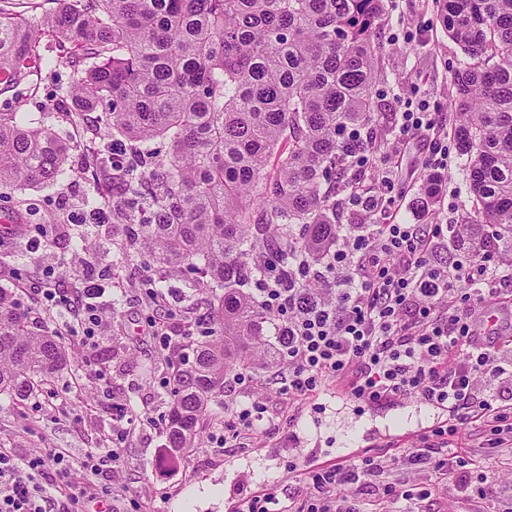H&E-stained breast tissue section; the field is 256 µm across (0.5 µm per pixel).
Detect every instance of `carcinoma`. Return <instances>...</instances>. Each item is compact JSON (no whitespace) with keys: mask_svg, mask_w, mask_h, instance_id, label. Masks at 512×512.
Instances as JSON below:
<instances>
[{"mask_svg":"<svg viewBox=\"0 0 512 512\" xmlns=\"http://www.w3.org/2000/svg\"><path fill=\"white\" fill-rule=\"evenodd\" d=\"M0 0V92L73 71V112L107 103L103 130L133 143L123 161L121 254L148 258L157 288L182 270L211 296L192 359L170 370L167 448L202 445L200 421L224 378L274 363L288 343L260 303L269 277L311 288L336 224L362 188L384 71L375 44L385 0ZM466 60L453 71L454 142L477 204L469 224L512 242V0H442ZM168 141L157 154L152 144ZM68 147L45 125L0 112V182L55 181ZM90 163L108 174L100 144ZM69 353L17 294L0 288V397L28 399Z\"/></svg>","mask_w":512,"mask_h":512,"instance_id":"1","label":"carcinoma"}]
</instances>
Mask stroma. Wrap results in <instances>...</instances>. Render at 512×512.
Here are the masks:
<instances>
[{
  "label": "stroma",
  "mask_w": 512,
  "mask_h": 512,
  "mask_svg": "<svg viewBox=\"0 0 512 512\" xmlns=\"http://www.w3.org/2000/svg\"><path fill=\"white\" fill-rule=\"evenodd\" d=\"M420 26L421 38L391 41L398 26ZM381 63L387 74L384 90L396 112L411 104H427L431 111L451 116L455 94L452 69L464 55L438 21L436 0H392L382 29L376 33ZM73 75L64 70L52 77L21 82L0 93V112L24 113L32 125L51 126L70 145L69 164H80L94 150L93 129L100 112H88L73 122L71 101L65 93ZM396 173L404 190L395 214H360L345 209L341 224H456L474 207L465 180V159L448 151V165L435 208L425 204L422 165L429 152L419 139L399 132L388 135L379 151ZM105 180L92 176L75 180L61 175L48 185H0V225H17L15 235L0 237V287L16 289L25 307L44 318L49 331L60 332L75 361L53 384V395L37 394L19 403L0 401V446L17 459L50 448L66 449L73 465L70 480L94 492L88 512H228V488L238 480L240 496L256 490L278 492L289 484V470L297 462H332L337 456H355L391 439L409 444L424 428L447 419L446 410L411 399L384 405L355 401L325 387L318 394L294 403L290 427L275 432L260 430L254 448H218L212 431L224 421L223 404L212 406L204 420L201 448L172 465H162L167 438L164 416L170 387L156 362L160 351L152 339L139 335L144 315L139 283L153 275L141 260H122L116 245V226L122 221L115 203H107V224H75L71 214L85 210L88 197L106 191ZM42 234L45 246L29 253L28 239ZM88 235L105 254L104 294L96 306L102 318L94 345L65 330L69 316L64 307L48 304L47 288L74 298L88 276L89 252L75 249L80 235ZM167 307L176 317L170 323L171 348L186 336H198L196 321L207 309V295L185 288L182 277L164 285ZM123 304L113 305L115 296ZM133 400L135 423L128 425L123 462L115 476L83 468L88 452L110 445L115 432L116 407ZM457 442L475 460L486 461L498 479L485 499L452 485L423 501V512H512V457L486 460L483 437L463 425Z\"/></svg>",
  "instance_id": "stroma-1"
}]
</instances>
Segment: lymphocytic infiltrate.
<instances>
[{"label": "lymphocytic infiltrate", "instance_id": "1", "mask_svg": "<svg viewBox=\"0 0 512 512\" xmlns=\"http://www.w3.org/2000/svg\"><path fill=\"white\" fill-rule=\"evenodd\" d=\"M400 132L428 141L431 171L447 166L445 117L406 111ZM458 230L455 224H357L337 235L326 262L332 298L308 293L295 301L280 289H263V304L288 315L281 395H312L333 384L367 404L414 396L446 408L450 419L424 430L411 454L390 442L378 452L347 456L305 471L303 480L313 488L306 498L257 492L234 512H364L353 493L337 497L336 486L353 489L374 472L405 465L431 469V487L377 485V512H397L399 501H423L458 479H471L476 493L487 496L492 477L482 465H468L452 445L459 424L467 422L483 428L490 449L512 447V360L504 358L499 337L483 335L476 315L489 300L512 311V270L500 261L499 239L488 233L476 242L473 260L436 262ZM265 411L254 397L232 402L218 444L245 447ZM49 465L63 475L69 462L56 448L24 461L0 448V512H79L81 490L70 486L55 496L35 484V474Z\"/></svg>", "mask_w": 512, "mask_h": 512}]
</instances>
